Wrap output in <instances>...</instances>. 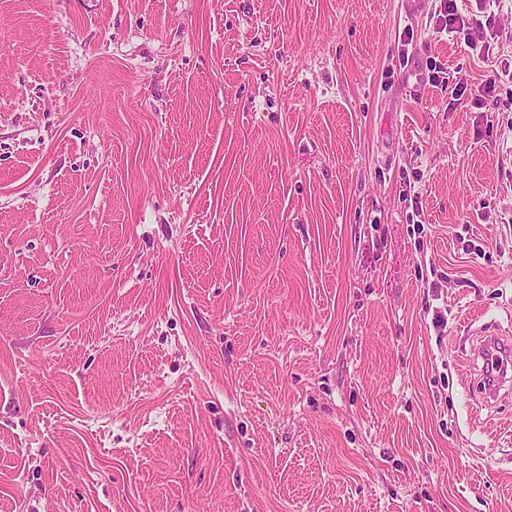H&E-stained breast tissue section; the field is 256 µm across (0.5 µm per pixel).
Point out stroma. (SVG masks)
<instances>
[{
	"label": "stroma",
	"instance_id": "1",
	"mask_svg": "<svg viewBox=\"0 0 512 512\" xmlns=\"http://www.w3.org/2000/svg\"><path fill=\"white\" fill-rule=\"evenodd\" d=\"M0 0V512H512V0ZM413 38H406V31ZM444 2V10L441 14L440 21L442 22V30H447L448 34H464V41L466 46L478 53V54H486L489 55L491 51V44L488 40L487 34L482 33V29L480 27L479 19L472 18L471 23L469 19L466 17H462L458 14L455 1L448 0ZM477 33V36L474 34ZM477 347V355L484 362L482 376L483 388L486 393L494 394L506 382L510 381L508 370L511 365V345L498 334H487Z\"/></svg>",
	"mask_w": 512,
	"mask_h": 512
}]
</instances>
